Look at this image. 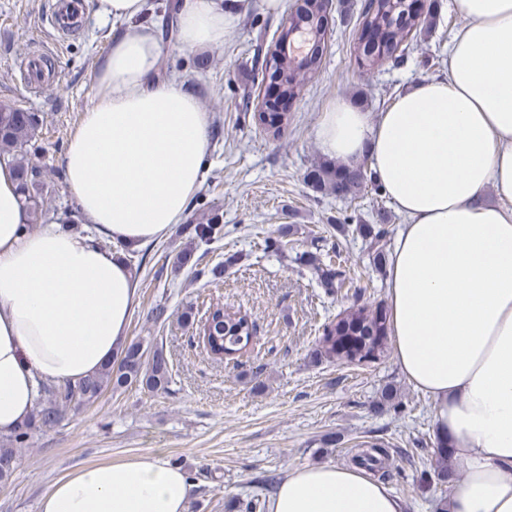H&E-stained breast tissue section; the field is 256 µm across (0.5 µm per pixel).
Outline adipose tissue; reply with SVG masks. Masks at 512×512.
<instances>
[{
	"mask_svg": "<svg viewBox=\"0 0 512 512\" xmlns=\"http://www.w3.org/2000/svg\"><path fill=\"white\" fill-rule=\"evenodd\" d=\"M112 24L97 92L61 157L80 221L33 232L15 168L0 160V431L30 417L39 381H77L127 343L139 284L124 249L168 235L203 179L207 113L158 80L148 0H88ZM180 44L223 43L239 0H180ZM464 18L444 75L371 115L339 97L315 127L320 152L369 162L404 222L387 268L394 356L434 403L464 479L448 512H512V0H455ZM111 241L102 249L97 237ZM192 483L163 453L69 471L39 512H186ZM269 512H403L356 467L307 465Z\"/></svg>",
	"mask_w": 512,
	"mask_h": 512,
	"instance_id": "obj_1",
	"label": "adipose tissue"
}]
</instances>
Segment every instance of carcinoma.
Here are the masks:
<instances>
[{"label":"carcinoma","mask_w":512,"mask_h":512,"mask_svg":"<svg viewBox=\"0 0 512 512\" xmlns=\"http://www.w3.org/2000/svg\"><path fill=\"white\" fill-rule=\"evenodd\" d=\"M328 3L329 0H305L304 15L299 17L304 27L314 30L311 36L314 47L305 56L308 74L314 72L320 63L319 30L321 20L326 17ZM406 12L404 0H368L364 5L363 25L374 29L377 36L372 45L357 47V59L363 67L373 69L388 61L401 60L399 48L408 35L435 22V15L430 11L416 17L405 16ZM172 32H178L177 7L169 3L160 26L162 41H168ZM270 68L272 74L282 76V86L287 95L293 97L301 92L304 75L274 56L271 57ZM38 127L37 113L0 107V156L9 158L17 171L23 203L33 223L45 218L41 204L43 186L39 181V167L35 163L40 152V147L35 145ZM307 181L314 189L342 199H354L368 187L376 193L380 191L379 184L368 177L363 167L346 168L335 162H321L312 167L307 173ZM221 219L222 216L214 211L206 220L182 227L185 244L178 253L174 270L198 264L195 259L197 251L224 235ZM353 232L374 248V263L380 268L386 266L383 246L389 234L387 226L357 224ZM299 261L312 269L321 286L328 290L342 287L349 281L339 251L333 246L323 253L317 246L315 251L300 255ZM199 333L214 355L231 353L238 356L246 349L250 336L255 334V324L245 315L216 306L199 328ZM387 336V314L381 304H358L323 325L314 357L318 361L340 360L366 366L385 355ZM171 381L172 366L164 347L138 338L127 343L118 356L91 376L73 383L41 384L31 419L0 441V484L11 483L21 463L20 449L27 445L33 434L38 430L57 427L64 420L65 411L70 405L91 404L108 389L120 391L133 385L144 392L158 394L167 391ZM436 458L438 466L434 474L437 479L442 482L452 479L455 471L449 464L447 442L437 440ZM387 459L388 449L384 443L367 442L359 445L351 462L381 478L387 475Z\"/></svg>","instance_id":"obj_1"}]
</instances>
